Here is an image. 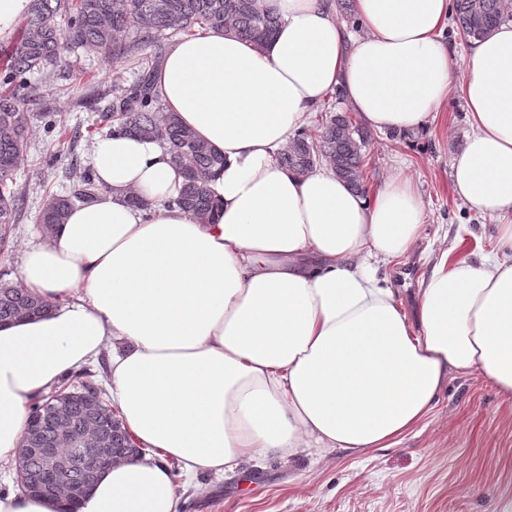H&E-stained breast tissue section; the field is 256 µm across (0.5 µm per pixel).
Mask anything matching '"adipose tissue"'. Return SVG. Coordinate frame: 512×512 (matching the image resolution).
I'll return each mask as SVG.
<instances>
[{
    "label": "adipose tissue",
    "mask_w": 512,
    "mask_h": 512,
    "mask_svg": "<svg viewBox=\"0 0 512 512\" xmlns=\"http://www.w3.org/2000/svg\"><path fill=\"white\" fill-rule=\"evenodd\" d=\"M264 46L220 31L171 41L156 84L167 111L224 157L214 216L174 206L183 178L160 142L108 136L102 191L21 257L46 313L0 324V462L19 458L31 400L111 347L112 407L140 452L102 471L80 512H179L170 471L223 475L246 460L360 457L422 424L450 375L512 398V21L442 42L449 0H265ZM461 87L470 131L456 193L499 218L478 264L437 248L410 322L378 274L421 235L412 181L357 193L322 164L276 154L331 93L377 130L424 129ZM137 193L144 206L130 204Z\"/></svg>",
    "instance_id": "ef3b65f1"
}]
</instances>
